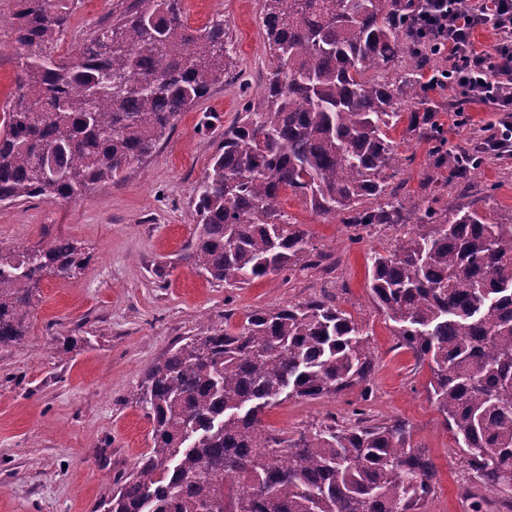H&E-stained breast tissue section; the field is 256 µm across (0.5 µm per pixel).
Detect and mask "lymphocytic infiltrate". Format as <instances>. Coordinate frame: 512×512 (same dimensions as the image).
<instances>
[{
	"instance_id": "obj_1",
	"label": "lymphocytic infiltrate",
	"mask_w": 512,
	"mask_h": 512,
	"mask_svg": "<svg viewBox=\"0 0 512 512\" xmlns=\"http://www.w3.org/2000/svg\"><path fill=\"white\" fill-rule=\"evenodd\" d=\"M432 7L420 28L448 57V68L430 80L449 85L461 103L478 101L498 112L497 124L483 128L477 138L487 155L512 153V0H430ZM492 32L491 49H477V29Z\"/></svg>"
}]
</instances>
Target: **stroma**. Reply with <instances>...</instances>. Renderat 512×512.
<instances>
[{
  "label": "stroma",
  "mask_w": 512,
  "mask_h": 512,
  "mask_svg": "<svg viewBox=\"0 0 512 512\" xmlns=\"http://www.w3.org/2000/svg\"><path fill=\"white\" fill-rule=\"evenodd\" d=\"M129 3L76 0L60 51L76 48ZM181 8L190 26L215 19L228 24L237 61L234 80L214 86L181 113L156 152L133 164L124 180L74 201L44 198L0 206V248L22 250L64 235L90 255L77 275L43 279L24 343L0 349V512H94L113 476L134 467L153 446L152 425L135 403L148 366L180 338L234 328L251 311L324 293L338 295L368 332L375 355L370 383L337 396L288 399L265 413L266 429L295 437L330 417L352 423L360 409L377 422L405 419L439 470L427 512H512V495L476 488L428 399V365L402 347L369 296L371 251L393 246L406 226L353 242L337 218L318 216L286 194L281 209L337 259L332 272L310 269L289 280L270 276L230 287L208 281L181 261L194 233V189L225 127L242 109L241 86H261L271 67L260 0H181ZM417 94L437 99L452 148L499 119L473 102L458 123L447 104L452 90L421 86ZM489 186L494 192L486 200L482 192ZM448 197L477 204L491 222L511 224L512 157L485 161L468 184H450ZM67 336L89 343L59 356L56 347Z\"/></svg>",
  "instance_id": "stroma-1"
}]
</instances>
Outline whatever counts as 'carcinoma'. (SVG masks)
<instances>
[{"label": "carcinoma", "mask_w": 512, "mask_h": 512, "mask_svg": "<svg viewBox=\"0 0 512 512\" xmlns=\"http://www.w3.org/2000/svg\"><path fill=\"white\" fill-rule=\"evenodd\" d=\"M75 0H16L24 50L0 117V204L71 200L151 157L176 117L226 81L227 28H199L179 0H132L73 52H56ZM420 0H261L273 69L195 189L185 259L229 286L321 267L330 255L288 221L291 192L350 239L415 219L408 236L370 255L367 287L402 345L428 362L429 396L478 486L512 492V224L410 198L398 179L413 157L389 137L439 57L418 38ZM408 68L397 71L404 60ZM408 137L431 144L447 181L470 180L482 151L448 148L431 106ZM89 256L70 238L0 248V348L28 336L44 277ZM374 352L337 299L314 296L249 313L242 327L178 341L143 374L135 400L153 448L118 473L99 512H426L438 469L402 419L359 426L332 418L297 438L263 416L291 397L339 395L370 380Z\"/></svg>", "instance_id": "1"}]
</instances>
